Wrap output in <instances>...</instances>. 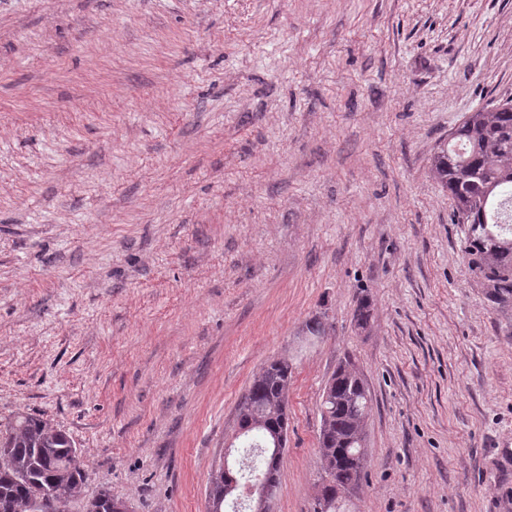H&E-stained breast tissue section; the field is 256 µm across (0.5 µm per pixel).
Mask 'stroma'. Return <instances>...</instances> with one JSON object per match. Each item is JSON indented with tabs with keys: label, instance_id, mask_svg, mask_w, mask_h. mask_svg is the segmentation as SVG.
Listing matches in <instances>:
<instances>
[{
	"label": "stroma",
	"instance_id": "1",
	"mask_svg": "<svg viewBox=\"0 0 512 512\" xmlns=\"http://www.w3.org/2000/svg\"><path fill=\"white\" fill-rule=\"evenodd\" d=\"M511 98L512 0H0V422L64 431L85 497L206 512L285 358L271 512H309L348 360L344 512H512V305L429 169ZM367 384L345 361L326 385L320 404L319 455L321 484L313 512H338L344 491L358 484L365 466L364 422L369 409Z\"/></svg>",
	"mask_w": 512,
	"mask_h": 512
}]
</instances>
